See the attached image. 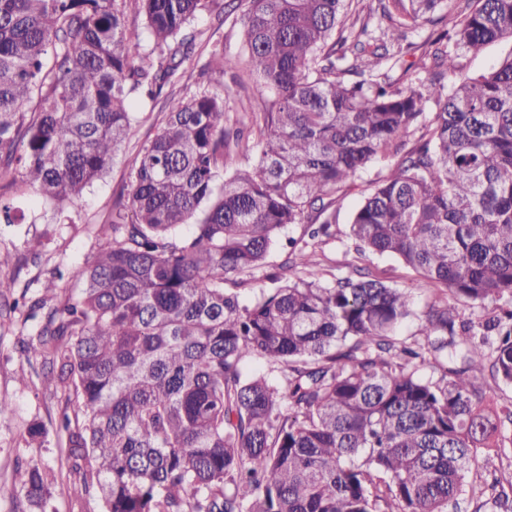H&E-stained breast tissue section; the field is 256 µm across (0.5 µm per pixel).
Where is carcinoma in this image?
Here are the masks:
<instances>
[{
  "mask_svg": "<svg viewBox=\"0 0 512 512\" xmlns=\"http://www.w3.org/2000/svg\"><path fill=\"white\" fill-rule=\"evenodd\" d=\"M208 0H0V222L17 187L63 208L110 167L136 100L181 78ZM263 103L231 123L224 94L170 98L134 157L76 297L27 306L26 351L57 369L82 413H64L72 473L104 512H512L496 476L512 425L484 383L512 386V306L463 320L448 301L512 298V57L448 85L459 54L512 37V0H478L424 43L426 75L394 80L390 39L452 0H231ZM150 53L130 52L128 11ZM214 44L207 68H238ZM394 158L350 222L354 250L398 258L446 294L424 312V343L397 342L411 295L366 270L324 282L307 251L335 237L336 202L376 158ZM280 272L244 303L225 287ZM264 362L276 373L250 375ZM437 365L443 384L419 374ZM493 474L470 476L471 465ZM31 506L48 492L18 472Z\"/></svg>",
  "mask_w": 512,
  "mask_h": 512,
  "instance_id": "carcinoma-1",
  "label": "carcinoma"
}]
</instances>
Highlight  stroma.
<instances>
[{
  "instance_id": "stroma-1",
  "label": "stroma",
  "mask_w": 512,
  "mask_h": 512,
  "mask_svg": "<svg viewBox=\"0 0 512 512\" xmlns=\"http://www.w3.org/2000/svg\"><path fill=\"white\" fill-rule=\"evenodd\" d=\"M195 26L203 35L198 38L192 57L182 66L183 78L174 86V95H186L202 84L223 91L231 114L240 116L258 111L260 104L248 90L250 77L246 68L224 74L203 71L211 42H222L227 55H243L241 23L234 17L221 18L205 9ZM164 112L161 103L140 107L134 114L130 136L112 166L64 210L42 203L31 192H17L14 202L24 210L25 221L0 223V275L14 278L15 294L43 296L45 284L56 271L63 274V294H74L82 288L78 270L101 244L100 229L110 218L112 199L130 180L129 161L154 138L164 123ZM391 164V159L379 158L356 179L352 191L340 204L335 237L317 248L316 270L322 279L331 280L367 267L384 276L393 287L410 292L415 314L397 329L396 339L415 346L424 340L422 313L436 299V290L421 283L413 271L395 258L358 255L347 237L353 211ZM31 333L32 326L25 323L23 312H0V397H8L13 403L12 412L0 418V512H28L17 472L34 463L48 474L50 494L42 512H103L98 487L82 488L69 470L68 437L55 425L66 396L50 381L49 367L41 359L23 352L22 344ZM35 422L46 427L43 440H30L27 434L28 427Z\"/></svg>"
}]
</instances>
